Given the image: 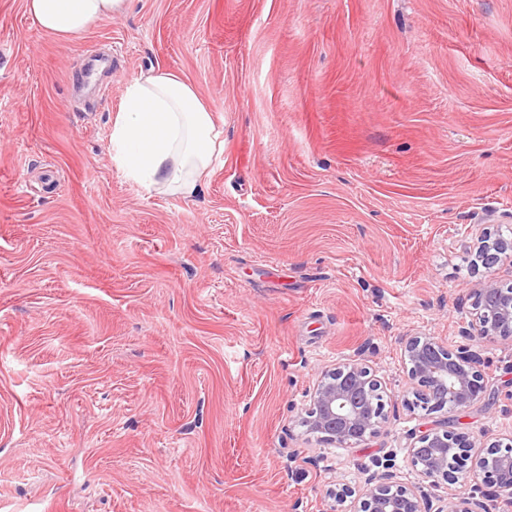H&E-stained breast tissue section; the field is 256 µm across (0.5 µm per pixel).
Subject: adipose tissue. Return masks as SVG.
<instances>
[{
	"mask_svg": "<svg viewBox=\"0 0 512 512\" xmlns=\"http://www.w3.org/2000/svg\"><path fill=\"white\" fill-rule=\"evenodd\" d=\"M126 6L127 0H24L26 13L61 38L112 19ZM222 146L209 108L175 73L153 70L127 86L111 149L127 176L143 187L194 195Z\"/></svg>",
	"mask_w": 512,
	"mask_h": 512,
	"instance_id": "adipose-tissue-1",
	"label": "adipose tissue"
}]
</instances>
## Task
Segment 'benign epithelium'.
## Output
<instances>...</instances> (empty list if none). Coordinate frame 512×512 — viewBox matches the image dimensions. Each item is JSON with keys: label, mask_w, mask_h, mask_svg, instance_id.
Wrapping results in <instances>:
<instances>
[{"label": "benign epithelium", "mask_w": 512, "mask_h": 512, "mask_svg": "<svg viewBox=\"0 0 512 512\" xmlns=\"http://www.w3.org/2000/svg\"><path fill=\"white\" fill-rule=\"evenodd\" d=\"M481 263L512 256V244L484 236L478 246ZM478 322L462 334L464 342L449 345L427 336H413L405 344L409 388L404 403L409 410L429 416L456 411L481 402L487 381L481 369L479 340L512 336V287L492 280L475 293ZM384 387L371 368L352 361L321 372L310 394V404L300 423L318 442L351 448L379 432L388 415ZM411 464L422 482L396 479L395 459L376 460L380 473L369 475L360 487L338 483L329 496L339 512H477L482 507L472 493L450 491L441 505L432 502L423 483L449 488L470 477L478 488H489L512 498V435L476 442L443 424L427 426L414 434L408 447Z\"/></svg>", "instance_id": "1"}]
</instances>
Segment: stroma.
<instances>
[{
	"label": "stroma",
	"mask_w": 512,
	"mask_h": 512,
	"mask_svg": "<svg viewBox=\"0 0 512 512\" xmlns=\"http://www.w3.org/2000/svg\"><path fill=\"white\" fill-rule=\"evenodd\" d=\"M224 142L190 197L113 159L149 68ZM512 0H129L59 38L0 0V512H334L424 424L412 336L459 343L512 286ZM453 413L512 434V337ZM364 359L389 420L354 449L300 416ZM477 251L480 253L481 263L486 266V258L490 255H494V261L497 262L502 259V256L511 260L512 244L498 239L492 240L490 235H485L481 238Z\"/></svg>",
	"instance_id": "stroma-1"
}]
</instances>
